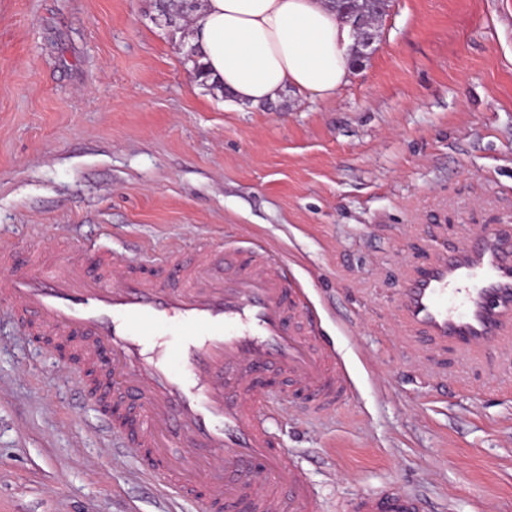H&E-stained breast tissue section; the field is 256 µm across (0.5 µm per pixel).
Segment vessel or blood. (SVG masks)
I'll use <instances>...</instances> for the list:
<instances>
[{"mask_svg":"<svg viewBox=\"0 0 512 512\" xmlns=\"http://www.w3.org/2000/svg\"><path fill=\"white\" fill-rule=\"evenodd\" d=\"M397 305L413 336L495 347L512 323V225L432 251L402 282ZM0 308L65 350V373L97 412L91 430L113 455L145 461L143 484L162 482L202 512H321L271 430L279 409L258 380L281 377L313 418L344 404L353 382L287 264L264 246L153 254L80 237L43 263L1 245ZM162 334L180 337L176 351ZM348 510L424 505L389 486Z\"/></svg>","mask_w":512,"mask_h":512,"instance_id":"vessel-or-blood-1","label":"vessel or blood"}]
</instances>
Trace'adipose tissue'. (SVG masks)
<instances>
[{"label":"adipose tissue","mask_w":512,"mask_h":512,"mask_svg":"<svg viewBox=\"0 0 512 512\" xmlns=\"http://www.w3.org/2000/svg\"><path fill=\"white\" fill-rule=\"evenodd\" d=\"M192 43L209 84L262 107L286 87L321 99L344 83L354 35L325 0H203Z\"/></svg>","instance_id":"ef3b65f1"}]
</instances>
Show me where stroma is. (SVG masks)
Returning <instances> with one entry per match:
<instances>
[{
  "label": "stroma",
  "instance_id": "1",
  "mask_svg": "<svg viewBox=\"0 0 512 512\" xmlns=\"http://www.w3.org/2000/svg\"><path fill=\"white\" fill-rule=\"evenodd\" d=\"M153 3L0 0V243L260 242L354 384L272 424L322 512L388 485L512 512V331L463 353L397 309L432 246L512 223V0H391L333 97L262 109L198 83ZM61 364L0 312V512H199L109 461Z\"/></svg>",
  "mask_w": 512,
  "mask_h": 512
}]
</instances>
